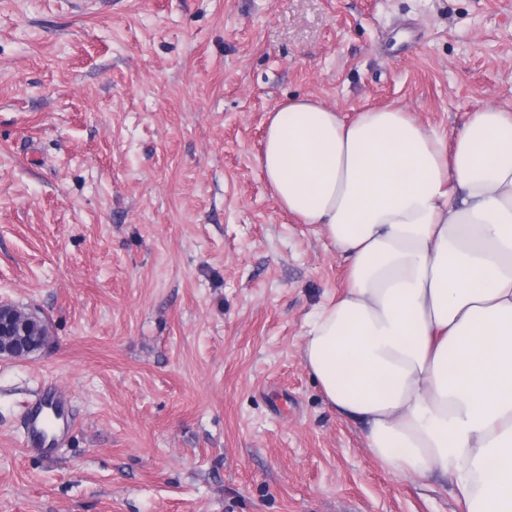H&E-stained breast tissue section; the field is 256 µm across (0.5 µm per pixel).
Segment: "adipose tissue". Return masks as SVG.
<instances>
[{
    "label": "adipose tissue",
    "mask_w": 512,
    "mask_h": 512,
    "mask_svg": "<svg viewBox=\"0 0 512 512\" xmlns=\"http://www.w3.org/2000/svg\"><path fill=\"white\" fill-rule=\"evenodd\" d=\"M259 166L347 261L305 331L325 399L385 471L449 480L466 512H512V110L477 108L448 135L292 97Z\"/></svg>",
    "instance_id": "adipose-tissue-1"
}]
</instances>
